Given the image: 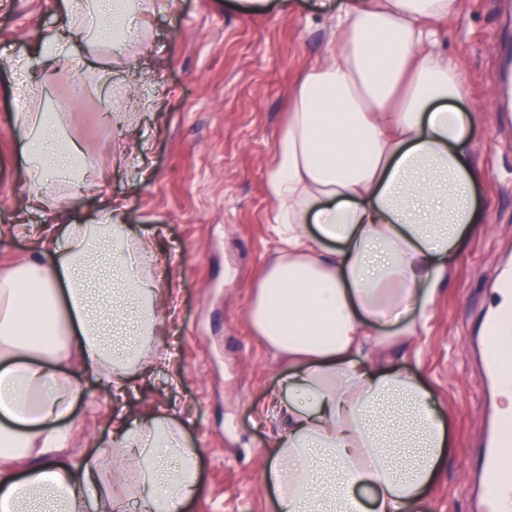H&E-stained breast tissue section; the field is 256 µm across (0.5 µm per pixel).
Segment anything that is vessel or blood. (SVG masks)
I'll list each match as a JSON object with an SVG mask.
<instances>
[{
    "mask_svg": "<svg viewBox=\"0 0 512 512\" xmlns=\"http://www.w3.org/2000/svg\"><path fill=\"white\" fill-rule=\"evenodd\" d=\"M485 356L492 362L498 381L512 386V367L499 360L502 352H512V308L500 312L492 327L484 334ZM481 465L490 471V479L481 484L484 499L493 500L497 512H512V420H502L496 431L493 448L483 454Z\"/></svg>",
    "mask_w": 512,
    "mask_h": 512,
    "instance_id": "vessel-or-blood-1",
    "label": "vessel or blood"
}]
</instances>
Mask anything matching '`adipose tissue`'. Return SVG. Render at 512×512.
I'll use <instances>...</instances> for the list:
<instances>
[{
  "instance_id": "1",
  "label": "adipose tissue",
  "mask_w": 512,
  "mask_h": 512,
  "mask_svg": "<svg viewBox=\"0 0 512 512\" xmlns=\"http://www.w3.org/2000/svg\"><path fill=\"white\" fill-rule=\"evenodd\" d=\"M169 0H63L79 29L111 31L112 52L146 35ZM465 0H341L321 60L288 93V122L266 176L280 238L249 309L268 347L288 360L260 414L276 447L262 484L280 512H415L444 462L445 420L412 373L373 359L418 335L442 287L443 261L484 215L482 171L465 120L456 59L441 22ZM51 112H18L27 138L24 180L35 206L50 184L79 189L78 145ZM132 238L120 203L95 223L69 224L0 273V512H183L201 490L199 450L170 410L112 422L91 460L64 465L67 417L81 391L70 362L124 393L146 359L169 362L161 321L173 297ZM396 322L391 336L377 325ZM176 468H169V458ZM131 468L136 485L107 483ZM376 490L370 502L354 493Z\"/></svg>"
}]
</instances>
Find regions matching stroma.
<instances>
[{
	"mask_svg": "<svg viewBox=\"0 0 512 512\" xmlns=\"http://www.w3.org/2000/svg\"><path fill=\"white\" fill-rule=\"evenodd\" d=\"M61 2L0 0V268L38 248L36 238L15 234L16 224H88L103 198L121 199L132 237L148 243V263L161 269L175 296L161 336L176 357L152 368L150 379L132 375L121 398L74 369L83 396L58 458L91 459L111 433L114 409L141 422L170 405L200 450L202 489L185 512H278L261 484L275 449L256 411L279 390L288 366L255 336L248 308L278 248L266 173L288 89L323 49L327 13L317 0H292L288 8L268 0L262 13L240 12L226 0H174L154 20L137 64L98 39L72 34L69 54L42 72L45 94L32 105L53 100L59 134L99 159L83 173L95 189L77 199L59 189L47 208L30 209L9 78L18 54L40 62L37 46L66 21ZM511 45L512 0H467L465 13L446 24L444 48L465 82L460 107L483 173L477 203L485 228L448 257V278L421 335L388 353L392 367L414 372L445 415L446 460L423 493L421 512H484L476 497L483 476L473 463L490 410L481 327L502 298L500 267L512 261V106L496 91ZM91 56L110 74L104 88L93 86ZM77 81L87 86L79 99L71 95ZM115 93L132 136L101 118L104 99Z\"/></svg>",
	"mask_w": 512,
	"mask_h": 512,
	"instance_id": "35a3bbf8",
	"label": "stroma"
}]
</instances>
